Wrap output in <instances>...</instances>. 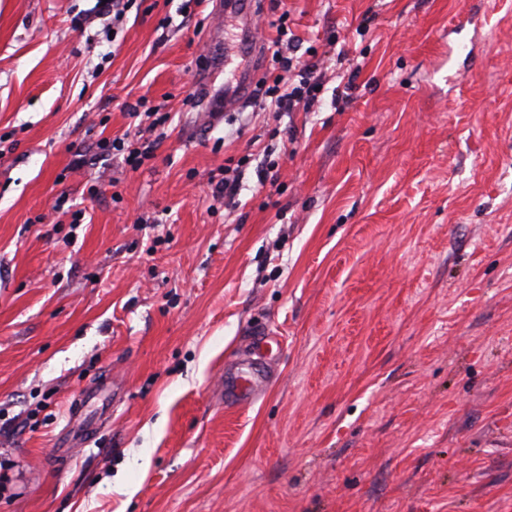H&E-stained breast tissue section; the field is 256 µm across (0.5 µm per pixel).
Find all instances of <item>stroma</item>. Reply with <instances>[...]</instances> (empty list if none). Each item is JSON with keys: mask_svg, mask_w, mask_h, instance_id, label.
Masks as SVG:
<instances>
[{"mask_svg": "<svg viewBox=\"0 0 512 512\" xmlns=\"http://www.w3.org/2000/svg\"><path fill=\"white\" fill-rule=\"evenodd\" d=\"M181 3L0 0V512H512V0H282L285 115ZM288 11L283 12L276 24V38L271 41L272 56L279 64L280 74L276 75L272 86H268L262 95L264 104L270 98L269 110L273 112H295L301 106L308 109L317 98L320 90L319 83L312 74L316 67L315 63H301L294 57H290L291 47L299 39L292 34L286 39L288 56L283 51L284 38L290 32L287 25ZM148 100L139 98L134 104H130L129 115L132 118L146 117L152 121L144 128L138 130L136 140L115 139L112 141V148L118 152L126 153L127 159L135 166L140 167L146 160L154 158L157 146V138H144L143 132H154L158 127L164 126L169 119V112H161V105L147 106ZM269 372L264 364L249 361L228 372L224 379V398L228 405H235L256 395L262 388Z\"/></svg>", "mask_w": 512, "mask_h": 512, "instance_id": "1", "label": "stroma"}]
</instances>
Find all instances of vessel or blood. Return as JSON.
I'll use <instances>...</instances> for the list:
<instances>
[{"label": "vessel or blood", "mask_w": 512, "mask_h": 512, "mask_svg": "<svg viewBox=\"0 0 512 512\" xmlns=\"http://www.w3.org/2000/svg\"><path fill=\"white\" fill-rule=\"evenodd\" d=\"M259 6L256 0H224V16L234 22L236 39L225 44V58H237L238 63L224 81V109L232 111L251 95L260 66L262 43L256 34ZM269 376L264 364L249 361L227 373L224 398L234 405L256 395Z\"/></svg>", "instance_id": "1"}]
</instances>
